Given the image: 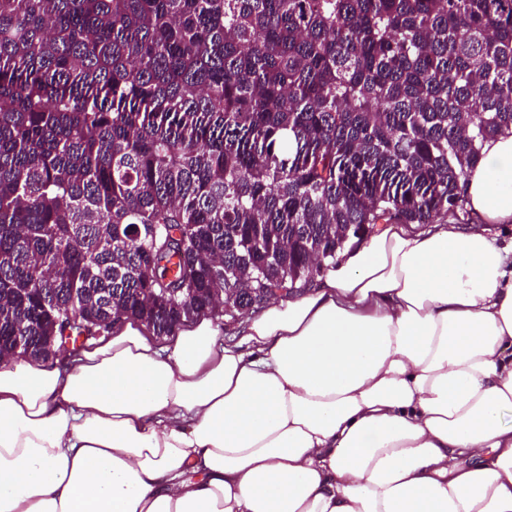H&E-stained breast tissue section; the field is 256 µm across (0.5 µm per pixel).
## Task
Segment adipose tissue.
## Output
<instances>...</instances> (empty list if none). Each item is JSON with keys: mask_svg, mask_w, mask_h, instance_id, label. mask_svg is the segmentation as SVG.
Returning a JSON list of instances; mask_svg holds the SVG:
<instances>
[{"mask_svg": "<svg viewBox=\"0 0 512 512\" xmlns=\"http://www.w3.org/2000/svg\"><path fill=\"white\" fill-rule=\"evenodd\" d=\"M469 209L512 224V136ZM227 347L125 324L0 365V512H512V240L364 237Z\"/></svg>", "mask_w": 512, "mask_h": 512, "instance_id": "1", "label": "adipose tissue"}]
</instances>
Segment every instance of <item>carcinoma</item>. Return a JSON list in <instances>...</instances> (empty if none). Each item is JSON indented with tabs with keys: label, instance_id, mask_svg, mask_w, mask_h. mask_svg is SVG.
<instances>
[{
	"label": "carcinoma",
	"instance_id": "cac0c4a2",
	"mask_svg": "<svg viewBox=\"0 0 512 512\" xmlns=\"http://www.w3.org/2000/svg\"><path fill=\"white\" fill-rule=\"evenodd\" d=\"M512 136V0H0V357L91 344L73 289L169 336L303 288L377 224L471 220Z\"/></svg>",
	"mask_w": 512,
	"mask_h": 512
}]
</instances>
